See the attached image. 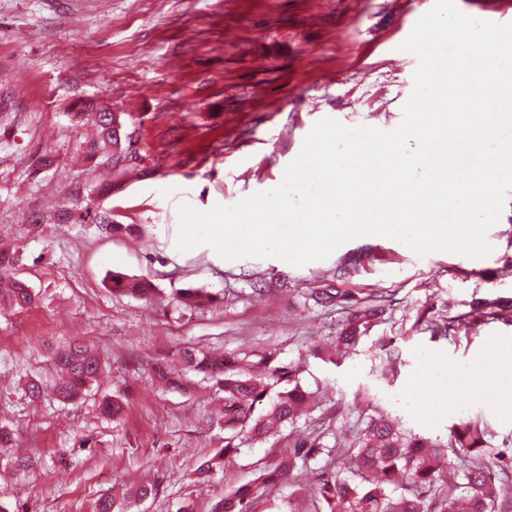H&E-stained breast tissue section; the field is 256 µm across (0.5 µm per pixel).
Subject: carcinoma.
<instances>
[{"mask_svg":"<svg viewBox=\"0 0 512 512\" xmlns=\"http://www.w3.org/2000/svg\"><path fill=\"white\" fill-rule=\"evenodd\" d=\"M73 120L93 116L97 134L88 142L86 153L107 157L112 167L123 164L125 147L119 146L114 113L109 104L82 98ZM92 221L111 232L127 229L112 221L107 212H86L83 221ZM22 255L0 243V299L24 310L39 300L38 293L17 276ZM110 285L118 293L148 302L156 288L146 278L112 275ZM217 300L202 288H181L172 302L186 310H196ZM324 305H340L347 295L331 285L315 298ZM497 301L481 299L470 312L468 327L496 313ZM380 306L353 307L336 336L337 345L354 349L364 337ZM48 360L56 373L54 391L64 402L78 399L100 376L106 362L82 339L49 351ZM302 368L265 353L253 362L249 355L214 353L194 346L179 349L172 358L155 367L158 381L167 388L186 389L192 381L188 372L199 373L224 391V445L214 455L201 458L195 467L197 480L208 481L216 468L245 452L258 441L275 437L276 425L295 430L318 423L313 413L321 409L313 393L300 380ZM100 414L110 421L124 418V399L114 395L100 405ZM353 441L336 434L335 444L324 441V433L311 431L294 438L288 452L273 462L259 460L253 478L239 486H227L215 497L209 512H264V498L285 483L293 472L323 458L336 463V475L324 479L313 490L309 512H512V455L494 451L487 445L488 420L482 415L459 419L447 439H433L406 431L399 419L374 410L359 421ZM465 462L459 474L450 472L452 459ZM155 483L139 485L116 496L103 494L94 512H127L130 500L157 495Z\"/></svg>","mask_w":512,"mask_h":512,"instance_id":"obj_1","label":"carcinoma"}]
</instances>
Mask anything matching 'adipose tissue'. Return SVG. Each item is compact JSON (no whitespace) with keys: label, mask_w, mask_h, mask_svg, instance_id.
Instances as JSON below:
<instances>
[{"label":"adipose tissue","mask_w":512,"mask_h":512,"mask_svg":"<svg viewBox=\"0 0 512 512\" xmlns=\"http://www.w3.org/2000/svg\"><path fill=\"white\" fill-rule=\"evenodd\" d=\"M421 364V377L406 394L413 410L460 409L480 398L492 411L512 413L511 345L491 347L480 362L465 368L450 367L430 354L422 355Z\"/></svg>","instance_id":"1"}]
</instances>
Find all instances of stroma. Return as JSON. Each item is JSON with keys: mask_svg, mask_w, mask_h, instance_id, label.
Listing matches in <instances>:
<instances>
[{"mask_svg": "<svg viewBox=\"0 0 512 512\" xmlns=\"http://www.w3.org/2000/svg\"><path fill=\"white\" fill-rule=\"evenodd\" d=\"M435 0H0V97L13 121L0 136V241L23 256L19 276L40 299L0 312V425L14 432L0 447V502L27 512H92L103 494L156 482V497L129 512H208L225 485L249 478L263 443L196 481V461L222 446L207 426L224 406L201 382L165 389L154 363L179 345L214 352L275 353L302 365V384L327 388L323 407L344 433L370 407L414 434L447 437L459 413L411 410L405 395L421 375L420 356L467 366L491 345L512 341V322L493 318L473 330L432 337L427 321L459 319L479 299L512 306V191L487 240L492 252L417 256L388 238L351 240L328 258L296 267L277 258L227 260L212 247L177 248L178 209L232 206L278 187L305 137L325 118L385 131L402 121L417 58L402 51ZM106 100L137 117V145L121 193L92 192L112 166L85 159L89 127L73 128L80 97ZM52 155L44 168L36 160ZM105 209L133 233L92 223H58L72 202ZM150 279L154 303L112 292V273ZM287 280L251 294L253 282ZM336 283L356 301L381 299L383 315L337 363L331 347L343 312L311 295ZM220 294L218 303L179 310L181 288ZM79 337L106 361L105 374L78 403L53 389L37 402L29 378L52 382L48 347ZM125 399L126 417L103 419L105 396ZM91 438L81 448L78 438ZM40 458L30 473L3 464Z\"/></svg>", "mask_w": 512, "mask_h": 512, "instance_id": "1", "label": "stroma"}]
</instances>
